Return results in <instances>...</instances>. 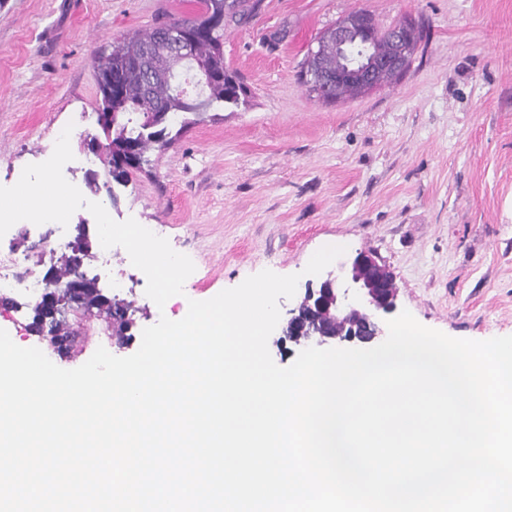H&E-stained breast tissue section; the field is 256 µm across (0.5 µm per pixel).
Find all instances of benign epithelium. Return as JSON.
I'll return each instance as SVG.
<instances>
[{
  "label": "benign epithelium",
  "instance_id": "1",
  "mask_svg": "<svg viewBox=\"0 0 512 512\" xmlns=\"http://www.w3.org/2000/svg\"><path fill=\"white\" fill-rule=\"evenodd\" d=\"M419 24L408 20L389 32L390 50L384 56L370 52L354 53L349 63L336 69V76L323 70L320 62L322 39L310 51L305 79L317 95L334 85L346 82L367 91L380 83L387 73L403 72L418 44ZM336 45L349 43L350 34L370 36L369 19L362 13L341 19L333 28ZM174 50L197 71L198 85L208 83L206 68L193 51L194 38L175 31L167 34ZM397 287L389 268L370 253L358 252L351 264H339L334 273H327L318 286L308 283L303 297L288 310L283 332L297 345L329 340L374 341L382 333V319L396 310Z\"/></svg>",
  "mask_w": 512,
  "mask_h": 512
}]
</instances>
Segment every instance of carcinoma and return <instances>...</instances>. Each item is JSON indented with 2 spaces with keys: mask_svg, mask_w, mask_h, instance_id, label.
<instances>
[{
  "mask_svg": "<svg viewBox=\"0 0 512 512\" xmlns=\"http://www.w3.org/2000/svg\"><path fill=\"white\" fill-rule=\"evenodd\" d=\"M200 9L193 18L171 17L161 25L139 31L112 46V51L96 62L97 84L102 111L108 116L101 127L103 139L94 154L107 167L111 180L98 181V173L85 172V182L94 192L106 188L114 194L111 183L125 186L131 175L149 165V151L171 144L169 120L183 116V125L201 120V116L214 104L237 107L246 96L239 78L224 64V33L214 29L217 18L226 20L247 18L254 10L249 0H198ZM183 29L195 34L196 54L207 65L211 80L204 98L192 99L181 94L173 77L185 67L181 58L169 46L166 32ZM122 83L124 94L112 96V84ZM75 248L58 268L50 270L52 278L74 281L80 287L83 310L101 307L112 314V335L122 336L131 327L135 309L132 302L101 293L94 280L81 271L88 251L85 225L76 226ZM59 331V319L49 317L41 305L33 308L30 332L44 334V327Z\"/></svg>",
  "mask_w": 512,
  "mask_h": 512,
  "instance_id": "obj_1",
  "label": "carcinoma"
}]
</instances>
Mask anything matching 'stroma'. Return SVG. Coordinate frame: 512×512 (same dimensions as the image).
Segmentation results:
<instances>
[{
	"instance_id": "1",
	"label": "stroma",
	"mask_w": 512,
	"mask_h": 512,
	"mask_svg": "<svg viewBox=\"0 0 512 512\" xmlns=\"http://www.w3.org/2000/svg\"><path fill=\"white\" fill-rule=\"evenodd\" d=\"M184 0H0V186L98 135L94 59L128 33L188 16ZM425 37L405 74L327 101L302 76L314 40L350 12ZM224 62L250 94L172 143L117 187L116 221L156 224L195 264L184 292L207 300L268 269L302 272L330 241L343 261L378 256L397 308L454 338L512 335V0H258L224 28ZM138 318L178 320L180 299Z\"/></svg>"
}]
</instances>
